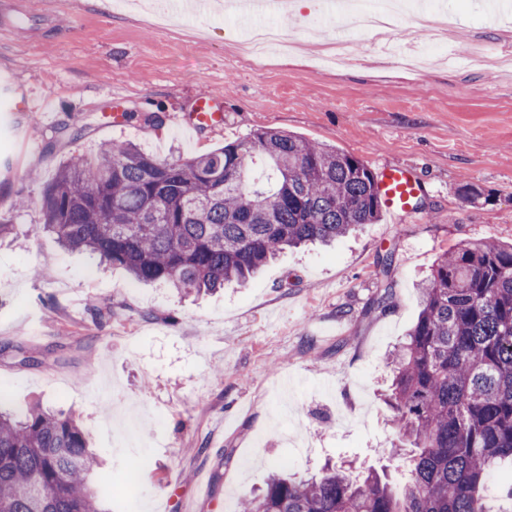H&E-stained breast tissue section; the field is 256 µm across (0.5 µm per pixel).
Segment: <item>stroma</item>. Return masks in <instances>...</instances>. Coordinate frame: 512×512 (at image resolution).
Returning <instances> with one entry per match:
<instances>
[{"label": "stroma", "instance_id": "stroma-1", "mask_svg": "<svg viewBox=\"0 0 512 512\" xmlns=\"http://www.w3.org/2000/svg\"><path fill=\"white\" fill-rule=\"evenodd\" d=\"M451 44L485 65L405 69L370 35L354 59L322 69L312 10L283 22L302 41L254 67L214 13L159 20L141 0H0V73L37 92L57 115L11 113L0 134V391L13 407L40 403L73 415L104 460L113 500L137 458L147 471L138 512H238L283 460L307 478L326 461L388 466L395 425L383 403L387 360L416 320L417 288L462 241L512 242V15L450 0ZM208 94L224 126H183ZM123 109L128 124L107 125ZM336 146L371 170L412 169L422 217L382 214L332 246L288 250L244 287L199 298L135 282L119 266L65 250L35 232L43 188L72 156L126 141L162 159L190 157L260 129ZM480 186L483 202L459 193ZM112 306L99 317L97 303ZM297 404L285 409L282 377ZM138 417L128 432L126 415Z\"/></svg>", "mask_w": 512, "mask_h": 512}]
</instances>
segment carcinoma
I'll return each instance as SVG.
<instances>
[{"mask_svg":"<svg viewBox=\"0 0 512 512\" xmlns=\"http://www.w3.org/2000/svg\"><path fill=\"white\" fill-rule=\"evenodd\" d=\"M259 155L273 183L255 182ZM38 232L188 296L243 287L285 248L375 224L373 171L339 149L260 130L207 154L160 160L129 143L74 157L48 183ZM421 310L392 351L387 405L410 468L398 490L353 464L295 480L274 473L243 512H488L512 461V244L461 243L420 286ZM98 456L71 416L0 411V512H116L93 483ZM510 470L509 464L501 465L487 482L485 495L491 512H512V497L509 496L505 483Z\"/></svg>","mask_w":512,"mask_h":512,"instance_id":"obj_1","label":"carcinoma"}]
</instances>
